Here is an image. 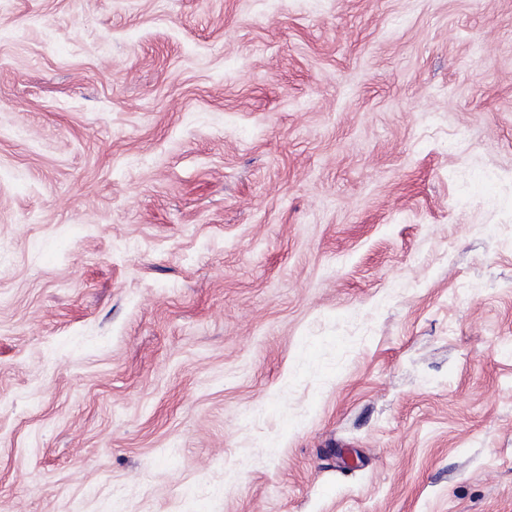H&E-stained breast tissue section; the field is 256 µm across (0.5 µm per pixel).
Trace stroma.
<instances>
[{
    "label": "stroma",
    "mask_w": 512,
    "mask_h": 512,
    "mask_svg": "<svg viewBox=\"0 0 512 512\" xmlns=\"http://www.w3.org/2000/svg\"><path fill=\"white\" fill-rule=\"evenodd\" d=\"M0 512H512V0H0Z\"/></svg>",
    "instance_id": "obj_1"
}]
</instances>
